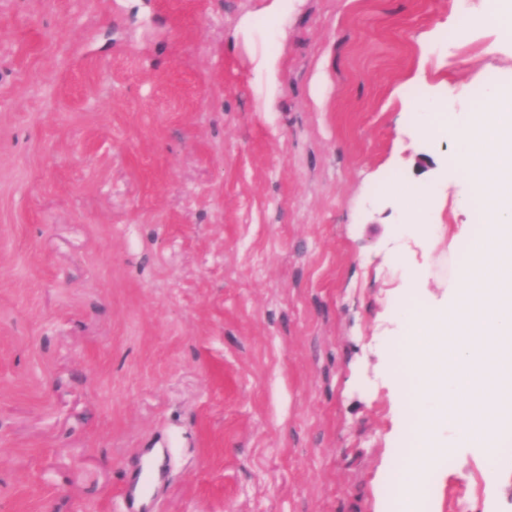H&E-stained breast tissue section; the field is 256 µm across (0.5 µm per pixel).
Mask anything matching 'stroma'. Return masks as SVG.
<instances>
[{"label":"stroma","instance_id":"1","mask_svg":"<svg viewBox=\"0 0 512 512\" xmlns=\"http://www.w3.org/2000/svg\"><path fill=\"white\" fill-rule=\"evenodd\" d=\"M258 5L0 0V512H116L142 448L155 512H388L399 308L447 306L475 222L409 110L480 108L512 37L451 39L490 0H294L263 112ZM433 480L512 512L510 449ZM256 67L265 85V98L261 111L269 112L281 88L282 67L279 55L272 50L262 52Z\"/></svg>","mask_w":512,"mask_h":512}]
</instances>
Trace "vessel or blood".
I'll list each match as a JSON object with an SVG mask.
<instances>
[{"mask_svg": "<svg viewBox=\"0 0 512 512\" xmlns=\"http://www.w3.org/2000/svg\"><path fill=\"white\" fill-rule=\"evenodd\" d=\"M168 451L164 448H145L126 468V480L118 496V512H152L149 489L165 481Z\"/></svg>", "mask_w": 512, "mask_h": 512, "instance_id": "b4317fda", "label": "vessel or blood"}]
</instances>
